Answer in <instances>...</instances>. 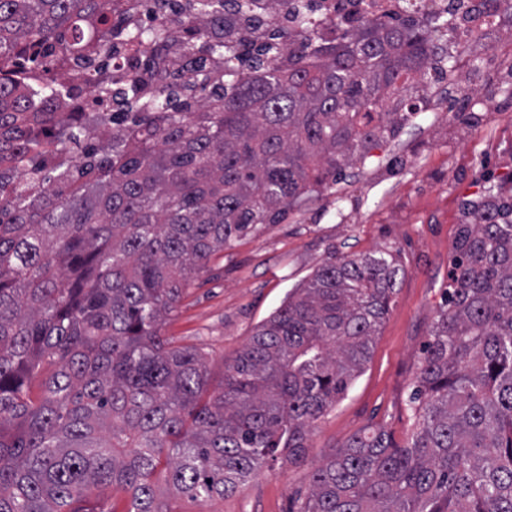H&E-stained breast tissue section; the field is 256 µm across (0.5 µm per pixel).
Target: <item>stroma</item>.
Listing matches in <instances>:
<instances>
[{"mask_svg": "<svg viewBox=\"0 0 512 512\" xmlns=\"http://www.w3.org/2000/svg\"><path fill=\"white\" fill-rule=\"evenodd\" d=\"M452 49L460 65L427 111L347 169L345 182L212 258L166 320L163 336L200 350L217 390L255 327L329 253L389 251L402 268L369 362L315 423L304 458L276 462L241 491L205 502L159 484L172 512H297L315 465L350 437L381 429L401 443L410 434L407 402L443 304L463 205L488 183L512 184V7Z\"/></svg>", "mask_w": 512, "mask_h": 512, "instance_id": "1", "label": "stroma"}]
</instances>
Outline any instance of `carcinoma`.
Here are the masks:
<instances>
[{"instance_id": "obj_1", "label": "carcinoma", "mask_w": 512, "mask_h": 512, "mask_svg": "<svg viewBox=\"0 0 512 512\" xmlns=\"http://www.w3.org/2000/svg\"><path fill=\"white\" fill-rule=\"evenodd\" d=\"M299 0H183L139 24L136 0H0V512H170L242 489L364 370L400 271L387 252H331L256 327L210 390L205 357L162 336L211 257L342 179L428 104L457 58L434 44L464 17L376 15L355 28ZM126 16L135 51L88 82L112 113L50 107L18 59L92 60ZM397 444L361 433L312 473L299 512H512V193L469 208ZM55 370L34 395L44 363Z\"/></svg>"}]
</instances>
